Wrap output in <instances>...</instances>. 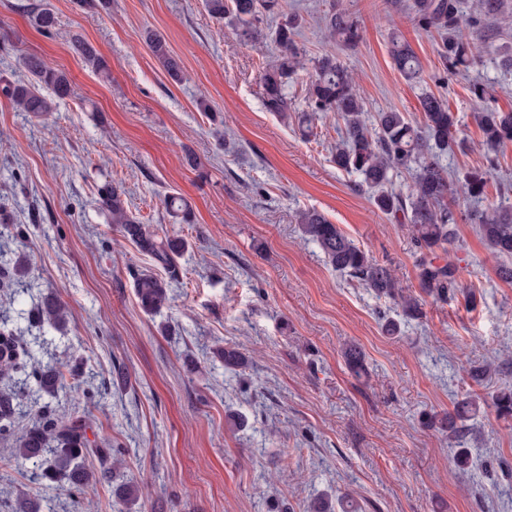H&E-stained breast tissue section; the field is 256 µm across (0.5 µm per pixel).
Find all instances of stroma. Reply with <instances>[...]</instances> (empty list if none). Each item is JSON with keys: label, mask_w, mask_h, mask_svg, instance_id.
Masks as SVG:
<instances>
[{"label": "stroma", "mask_w": 512, "mask_h": 512, "mask_svg": "<svg viewBox=\"0 0 512 512\" xmlns=\"http://www.w3.org/2000/svg\"><path fill=\"white\" fill-rule=\"evenodd\" d=\"M362 20V42L346 47L323 23L335 2ZM57 18L43 34L34 8ZM298 15L308 57L332 52L353 74L371 112L418 116L429 90L447 99L458 137L476 142L470 86L494 89L512 110V75L492 62L512 44V24L478 40L479 64L444 79L440 38L390 0H283ZM164 35L184 66L173 82L145 42ZM401 34L418 56L421 83L407 82L389 55ZM80 36L108 73L76 54ZM278 53L268 39L242 42L234 26L212 20L203 0H0V86L27 79L20 60L35 55L64 71L71 97L43 117L0 94V261L26 258L30 295L59 291L68 310L35 355L78 365L86 401L50 400L62 420L84 416L97 449L127 448L116 480L136 476L142 495L117 506L112 483L93 480L74 496L33 478L0 439V506L22 496L54 512H309L319 495L352 493L359 512H512V418L493 398L512 385V282L475 225L456 227L450 259L457 291L442 298L418 286L406 226L389 221L357 191L359 175L331 161L338 123L327 115L304 135L296 115L279 119L262 104L260 75ZM205 98L211 113L197 109ZM196 165H188L187 154ZM122 184L129 210L152 230L186 240L173 301L150 315L134 276L159 273L126 241L98 204L107 182ZM176 192L193 209L178 224L162 199ZM315 209L391 268L418 296L421 320L384 335L379 314L398 317L337 272L298 231V211ZM358 344L367 374L355 377L342 350ZM237 346L253 364L224 369L218 349ZM484 366L491 375L471 380ZM124 377H117V370ZM480 406L463 442L426 418L451 412L456 398ZM246 426L233 431L224 414ZM472 465L458 471L457 445ZM505 468H497V461ZM115 480V481H116Z\"/></svg>", "instance_id": "stroma-1"}]
</instances>
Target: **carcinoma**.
I'll list each match as a JSON object with an SVG mask.
<instances>
[{
	"mask_svg": "<svg viewBox=\"0 0 512 512\" xmlns=\"http://www.w3.org/2000/svg\"><path fill=\"white\" fill-rule=\"evenodd\" d=\"M208 15L218 21L235 24L244 41H255L263 36L261 24L265 17L281 11L282 0H204ZM409 9L417 25L424 31L438 33L441 44L439 57L444 71L452 75L477 63V47L457 35L461 19L469 15L472 23L482 18H495L507 10L504 0H412ZM34 23L46 35H53L57 19L53 12L42 9L34 14ZM325 28L331 37L346 45L355 46L363 39L359 19L347 8L338 5L324 17ZM298 22L288 19L274 32L278 54L261 74L262 103L266 111L280 119H288L293 102L288 97V83L298 71L305 69L306 54L295 39ZM146 42L167 75L176 83L183 80L180 58L173 54L165 37L150 31ZM75 49L92 68L106 73L108 65L90 44L74 40ZM392 61L409 82H419L422 67L414 50L398 35L391 36ZM313 74L306 85V110L298 116L299 123L311 132L312 122L318 115L332 113L341 121L340 137L336 142L333 161L336 167L361 176L360 187L374 191L375 207L396 224L409 227L415 248L418 285L431 296L440 298L458 287L459 267L448 260L437 262V251H447L455 242V226L460 222L475 224L483 240L498 256L512 259V203L503 196L499 202L482 206L488 182L496 177L498 151L512 142V111H502L490 104L489 86L475 83L471 92L480 107L474 120L482 134L485 169L467 172L462 187L473 206L465 211L454 207L455 183L448 168L442 164L444 154L468 148L467 142L453 132V113L447 102L432 92L420 94L421 122L405 112L389 110L369 114L356 83L337 55L325 52L311 59ZM22 67L32 77L29 83L9 84L0 93L10 99L22 112L36 117L54 110L56 101L71 94L68 76L44 59L29 56ZM45 86L51 94L40 92ZM413 174V182L405 193L386 189L398 173ZM100 206L111 216L126 240L149 254L165 272V276L139 273L134 288L140 307L154 313L170 301L171 284L179 280L178 258L186 243L180 238H160L148 225L134 217L125 201V190L120 185H104L99 193ZM171 217L184 224L192 223V209L187 200L176 193L163 200ZM296 222L305 240L318 245L327 262L337 271L349 276L370 291L376 298H385L402 310L407 318L421 315L419 300L399 287L391 270L373 259L365 250L349 239L324 214L308 209L296 214ZM68 311L60 296L47 291L39 295L25 320L41 333L48 329L63 330ZM224 368L234 370L246 364L243 354L236 348L217 351ZM349 369L357 376L365 370V357L361 348L350 344L344 349ZM31 368L37 382V394L31 400L23 396L25 382L21 373ZM11 382L15 390L0 395V436L14 433L16 417L33 412L35 424L26 428L19 438L16 458L34 466L38 479L54 484L80 488L92 473L83 465V459L94 451L102 457L112 458V469L124 464L121 448H88L85 436L86 421L75 417L68 422L52 418L44 397L55 398L66 389V375L58 363L31 358L24 337L17 331L0 325V381ZM499 413L512 416V387H504L494 396ZM479 412L476 400L465 396L455 402L454 411L440 421L454 437L461 438L471 430L468 421Z\"/></svg>",
	"mask_w": 512,
	"mask_h": 512,
	"instance_id": "cac0c4a2",
	"label": "carcinoma"
}]
</instances>
